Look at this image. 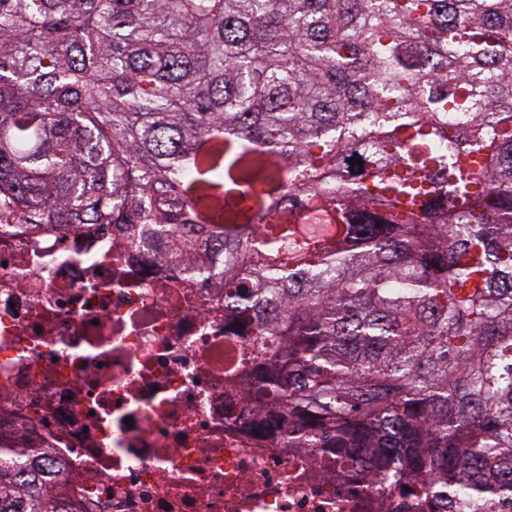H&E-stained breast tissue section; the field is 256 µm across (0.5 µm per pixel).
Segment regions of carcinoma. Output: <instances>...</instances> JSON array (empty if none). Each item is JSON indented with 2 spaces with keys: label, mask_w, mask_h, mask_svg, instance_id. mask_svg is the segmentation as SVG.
<instances>
[{
  "label": "carcinoma",
  "mask_w": 512,
  "mask_h": 512,
  "mask_svg": "<svg viewBox=\"0 0 512 512\" xmlns=\"http://www.w3.org/2000/svg\"><path fill=\"white\" fill-rule=\"evenodd\" d=\"M1 198L199 255L261 432L512 512V0H0Z\"/></svg>",
  "instance_id": "cac0c4a2"
}]
</instances>
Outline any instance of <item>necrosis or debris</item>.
Here are the masks:
<instances>
[{
	"instance_id": "obj_1",
	"label": "necrosis or debris",
	"mask_w": 512,
	"mask_h": 512,
	"mask_svg": "<svg viewBox=\"0 0 512 512\" xmlns=\"http://www.w3.org/2000/svg\"><path fill=\"white\" fill-rule=\"evenodd\" d=\"M126 237L0 201V444L40 448L75 512H440L437 493L258 433L223 289Z\"/></svg>"
}]
</instances>
